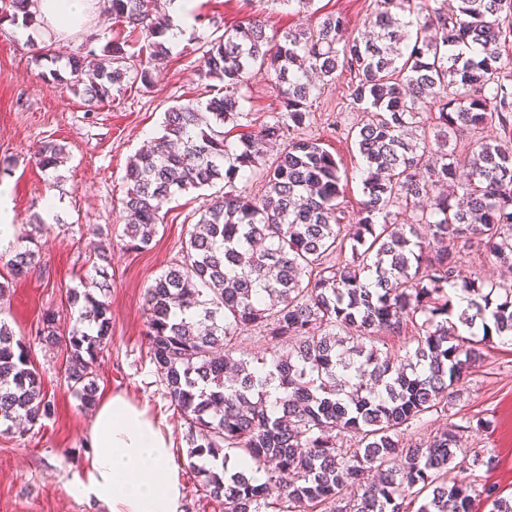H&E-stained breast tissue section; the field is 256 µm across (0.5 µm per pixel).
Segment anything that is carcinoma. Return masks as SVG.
Wrapping results in <instances>:
<instances>
[{
  "label": "carcinoma",
  "mask_w": 512,
  "mask_h": 512,
  "mask_svg": "<svg viewBox=\"0 0 512 512\" xmlns=\"http://www.w3.org/2000/svg\"><path fill=\"white\" fill-rule=\"evenodd\" d=\"M36 0H0V21H33ZM130 32L147 34L128 52L114 39L89 66L69 59L53 80L102 103L135 72L143 85L164 62L171 0H101ZM369 33L326 15L317 26L271 34L263 21L227 28L206 42L200 76L223 94L203 107L164 112L161 131L132 156L122 199L127 246L149 248L164 207L192 189L224 182L188 233L182 260L146 292L151 361L166 384L192 446L217 458L231 449L249 469L188 467L224 512H472L475 472L493 458L462 447L489 421L453 425L424 442L405 435L448 404L481 345L512 341V281L469 292L463 272L473 249L512 265V0H375ZM266 69L280 111L234 145L249 72ZM348 76L347 129L361 157L364 199L347 218L339 163L310 126L320 86ZM462 140L457 151L448 141ZM282 148L264 158L270 143ZM63 145L41 142L42 171H55ZM411 213L412 222L399 221ZM38 250L8 259L0 299L27 277ZM112 245L92 260L94 277L70 289L79 306L65 340L64 378L80 405H95V362L112 338L98 281ZM257 331L270 357L238 359L243 330ZM40 340L61 339L55 315ZM384 336L402 340L381 351ZM51 413L26 345L0 322V428ZM491 512H512V497L483 489Z\"/></svg>",
  "instance_id": "cac0c4a2"
}]
</instances>
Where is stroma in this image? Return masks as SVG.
Wrapping results in <instances>:
<instances>
[{
  "label": "stroma",
  "instance_id": "obj_1",
  "mask_svg": "<svg viewBox=\"0 0 512 512\" xmlns=\"http://www.w3.org/2000/svg\"><path fill=\"white\" fill-rule=\"evenodd\" d=\"M371 0H314L312 10L287 8L278 0H196L195 24L187 27L172 47L167 65L156 68L153 83L127 81L113 89L109 100L91 104L61 89L50 69H65L71 56H89L116 37L121 27L103 11L91 13L77 31L53 33L39 23L0 22V188L13 214L16 247L37 237L38 262L26 279L0 302V320L24 338L38 370L51 416L23 432H0V512H107L104 505L69 493V486L93 454L88 429L93 410L83 408L66 385L60 348L38 340L44 313H55L61 333H68L77 310L67 301L90 269L102 233L112 235L111 284L108 300L112 342L96 362L100 394H121L147 406L174 443L173 463L184 488L183 512H222L206 498L200 476L189 469L187 428L172 405L150 359L145 294L172 262L178 260L191 225L208 200V189L175 197L148 251L128 248L123 239L124 215L120 201L127 190V163L147 141L160 132L164 111L188 101L207 102L215 87L200 78L203 42L223 34L226 27L264 19L268 31L309 28L321 16H346L352 35L367 33L364 22ZM54 44V61L36 58L38 48ZM247 119L228 138L259 129L279 107L278 91L263 70H252L246 90ZM344 79L326 85L314 104L315 118L308 129L340 164L348 181L345 201L357 212L363 198L359 179L360 157L343 130L360 115L347 104ZM53 139L65 145L68 159L51 174H44L33 158L40 142ZM57 198L60 206L45 215V202ZM44 218L35 228L33 215ZM486 360L468 376L446 414L428 417L416 439L464 423L489 420L490 426L464 436L468 448L495 454L492 470H479V483L496 486L502 496L512 495V344L500 340L484 350Z\"/></svg>",
  "mask_w": 512,
  "mask_h": 512
}]
</instances>
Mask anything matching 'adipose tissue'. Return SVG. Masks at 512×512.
Segmentation results:
<instances>
[{"label": "adipose tissue", "mask_w": 512, "mask_h": 512, "mask_svg": "<svg viewBox=\"0 0 512 512\" xmlns=\"http://www.w3.org/2000/svg\"><path fill=\"white\" fill-rule=\"evenodd\" d=\"M99 0H39L38 9L57 31L82 28ZM94 454L73 493L108 512H182L184 490L172 466V445L145 406L121 394L104 395L89 431Z\"/></svg>", "instance_id": "ef3b65f1"}]
</instances>
